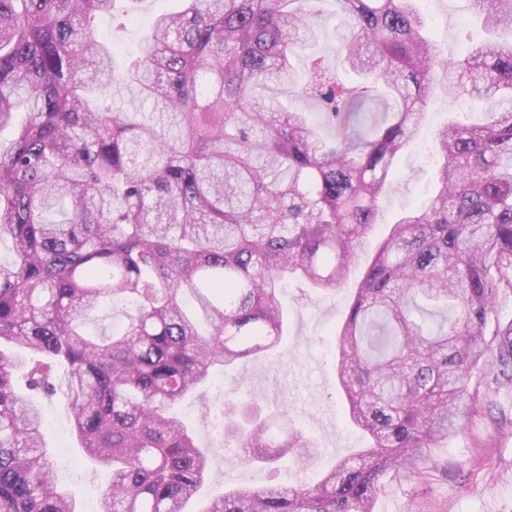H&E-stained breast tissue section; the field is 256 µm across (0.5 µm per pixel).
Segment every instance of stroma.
<instances>
[{
    "label": "stroma",
    "mask_w": 512,
    "mask_h": 512,
    "mask_svg": "<svg viewBox=\"0 0 512 512\" xmlns=\"http://www.w3.org/2000/svg\"><path fill=\"white\" fill-rule=\"evenodd\" d=\"M419 7L448 58L462 57L486 37L478 18L469 15L466 0H420ZM179 8V0H140V26L124 29L100 23L96 30L106 37L116 36L135 52L142 44L145 23L155 14ZM316 8L315 37L296 49L292 63L300 70L308 57L319 56L332 68L342 69L337 47L347 21L335 0H318ZM480 107V99L468 95H443L430 105L418 135L396 160L381 201V224L393 223L404 206L425 201L436 168L431 145L435 130L451 118L480 121ZM371 257L368 251L361 255L355 277L336 294L304 297L297 289H287L288 322L278 346L265 356L225 368L201 395L180 404V414L200 444L216 449L200 498L227 487H265L301 478L315 481L360 446V435L346 419L345 400L337 387L333 333L344 319L357 276ZM250 391L257 393L263 412H288L295 426L314 441L319 455L313 466L302 470L286 457L271 465L246 467L233 449L223 447L224 404L234 394ZM40 404L43 435L60 486L74 497L80 512H95L99 494L109 481L108 471L93 469L77 447L61 395L41 397ZM466 421L465 433L449 437L434 449V460L423 465L420 477L386 475L387 491L379 498L376 512H512V389L494 392L480 385L477 410Z\"/></svg>",
    "instance_id": "1"
}]
</instances>
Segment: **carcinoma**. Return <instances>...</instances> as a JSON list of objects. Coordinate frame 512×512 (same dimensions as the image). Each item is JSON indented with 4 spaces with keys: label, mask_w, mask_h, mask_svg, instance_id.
Masks as SVG:
<instances>
[{
    "label": "carcinoma",
    "mask_w": 512,
    "mask_h": 512,
    "mask_svg": "<svg viewBox=\"0 0 512 512\" xmlns=\"http://www.w3.org/2000/svg\"><path fill=\"white\" fill-rule=\"evenodd\" d=\"M119 0H0V512H77L55 478L31 391L62 392L79 445L112 470L99 512H188L210 474L174 406L281 340L282 284L349 279L399 153L429 103L485 104L434 135L435 189L377 240L336 331L338 385L366 446L314 485L239 486L196 512H375L389 471L411 476L462 431L474 370L512 384V0H467L497 33L459 61L416 0H336L357 79L308 60L301 92L325 112H279L311 0H181L152 20L124 71L92 31ZM129 95L119 109L113 100ZM137 316L93 336L109 299ZM224 409V446L253 466L314 442L288 418Z\"/></svg>",
    "instance_id": "cac0c4a2"
}]
</instances>
